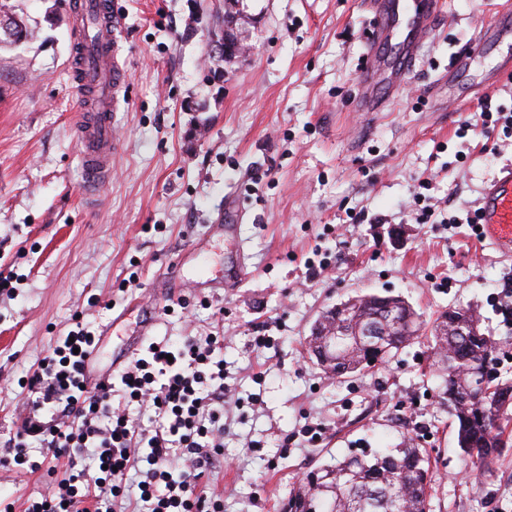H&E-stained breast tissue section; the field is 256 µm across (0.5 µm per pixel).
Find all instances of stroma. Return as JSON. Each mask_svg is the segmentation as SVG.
I'll return each instance as SVG.
<instances>
[{"mask_svg":"<svg viewBox=\"0 0 512 512\" xmlns=\"http://www.w3.org/2000/svg\"><path fill=\"white\" fill-rule=\"evenodd\" d=\"M364 2L240 0L251 51L219 62L224 0H112L129 83L120 153L91 201L66 0H0L33 32L0 49V274L14 286L0 294V499L15 512L47 481L3 445L29 413L38 360L80 321L97 343L90 376L109 374L116 357L132 360L149 319L156 342L224 332V382L240 402L225 407L223 452L200 480L223 492L224 512H284L306 473L405 442L430 457L429 512H512V448L489 470L466 466L427 373L431 343L344 379L307 352L322 311L369 293L401 296L427 324L471 305L492 336H512V252L468 222L512 163V82L498 76L512 37L446 79L450 55L494 27L500 0H443L384 112L355 109ZM228 193L244 212L232 243L209 231ZM197 238L207 259L184 275L216 287H162L159 273ZM240 246L250 275L221 287Z\"/></svg>","mask_w":512,"mask_h":512,"instance_id":"obj_1","label":"stroma"}]
</instances>
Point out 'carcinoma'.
Listing matches in <instances>:
<instances>
[{"label": "carcinoma", "mask_w": 512, "mask_h": 512, "mask_svg": "<svg viewBox=\"0 0 512 512\" xmlns=\"http://www.w3.org/2000/svg\"><path fill=\"white\" fill-rule=\"evenodd\" d=\"M431 335L438 360L439 398L457 423V441L470 467L485 468L505 448L512 447V378H499L493 389L482 387L481 368L495 361L500 341L477 336ZM420 315L408 307V326H401L375 342L358 343L352 350L336 347V355L350 354L357 364L377 365L395 356L419 336ZM310 472L288 499V512L312 502L316 512H429L432 472L426 450L407 444L371 457L350 456Z\"/></svg>", "instance_id": "carcinoma-1"}]
</instances>
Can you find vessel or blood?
Here are the masks:
<instances>
[{
    "mask_svg": "<svg viewBox=\"0 0 512 512\" xmlns=\"http://www.w3.org/2000/svg\"><path fill=\"white\" fill-rule=\"evenodd\" d=\"M441 0H370L366 31L367 62L359 73L358 105L383 111L412 73L441 10ZM71 66L81 95L76 140L83 192L97 197L112 175L118 140L113 127L128 75L119 38L122 19L109 0H73ZM485 240L512 251V165L486 189L480 202Z\"/></svg>",
    "mask_w": 512,
    "mask_h": 512,
    "instance_id": "obj_1",
    "label": "vessel or blood"
}]
</instances>
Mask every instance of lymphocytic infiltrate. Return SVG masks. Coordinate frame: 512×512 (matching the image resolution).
Here are the masks:
<instances>
[{
    "label": "lymphocytic infiltrate",
    "mask_w": 512,
    "mask_h": 512,
    "mask_svg": "<svg viewBox=\"0 0 512 512\" xmlns=\"http://www.w3.org/2000/svg\"><path fill=\"white\" fill-rule=\"evenodd\" d=\"M223 349L217 335L162 344L92 392L86 367L95 338L76 325L38 363L28 382L34 415L9 440L23 448L29 433L39 432L48 471L68 460L67 478L51 480L26 512H113L129 481L140 490L134 512H224L223 494L199 488L205 463L224 447ZM117 387L148 421L113 406ZM85 456L102 465L100 476L90 480L79 470Z\"/></svg>",
    "instance_id": "lymphocytic-infiltrate-1"
}]
</instances>
